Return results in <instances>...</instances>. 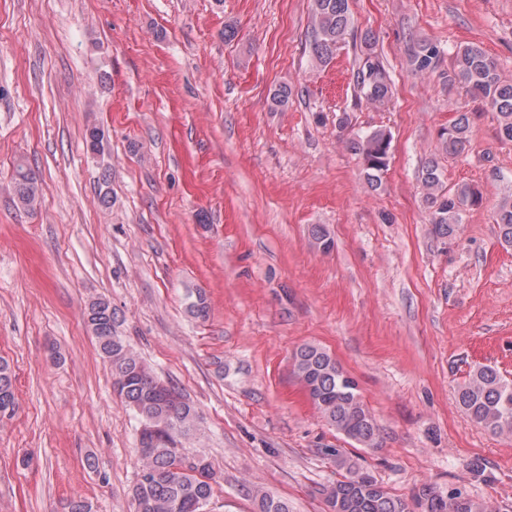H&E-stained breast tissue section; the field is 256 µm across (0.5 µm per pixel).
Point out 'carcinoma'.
Segmentation results:
<instances>
[{
	"label": "carcinoma",
	"mask_w": 512,
	"mask_h": 512,
	"mask_svg": "<svg viewBox=\"0 0 512 512\" xmlns=\"http://www.w3.org/2000/svg\"><path fill=\"white\" fill-rule=\"evenodd\" d=\"M354 36L350 0H311L310 52L315 64L332 59L336 49ZM443 51L430 40L412 43L407 65L413 73L439 68ZM448 84L464 83L495 112L498 135L512 141V82L499 74L498 64L482 47L467 44L459 48L443 72ZM354 87L366 103L377 108L389 106L392 98L390 75L376 50V38L367 33L360 45L353 69ZM292 95L288 85L272 92L270 107L284 111ZM448 154L458 156L470 147V119L460 115L441 132ZM108 135L103 127L89 125L85 131L87 150L101 154ZM391 131L374 129L350 141V148L362 160L367 185L377 190L389 165ZM421 185L432 208L430 224L436 237H454L463 221L465 207L480 201L479 193L462 187L454 193L443 190V171L430 159L421 170ZM13 192L19 205L33 211L40 203L36 173L20 164L13 177ZM496 224L501 243L512 247V194L497 207ZM188 313L198 319L208 316L209 306L201 293L187 297ZM85 323L102 358L112 369L113 389L141 420L139 443L145 447L138 457V473L130 489L134 512H205L214 494L215 472L207 456L184 446L194 428L195 409L174 386L158 379L149 367L116 335L117 316L105 298L91 300ZM294 371L326 422L351 441L372 446L380 428L357 393L355 381L336 360L315 345L299 347L293 356ZM457 402L478 425L495 434H512V382L498 370L479 364L457 393ZM16 410L14 377L10 364L0 358V410ZM336 466L345 471L342 479L327 489L331 512H489L488 507L460 491L442 494L426 486L411 500L391 493L353 460L336 453ZM257 512H288L286 502L263 491L255 492Z\"/></svg>",
	"instance_id": "obj_1"
}]
</instances>
